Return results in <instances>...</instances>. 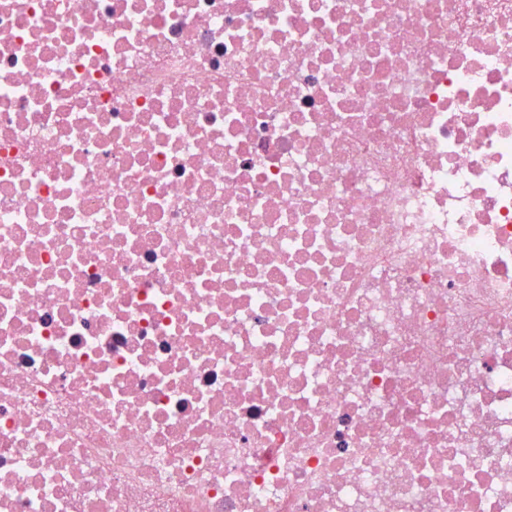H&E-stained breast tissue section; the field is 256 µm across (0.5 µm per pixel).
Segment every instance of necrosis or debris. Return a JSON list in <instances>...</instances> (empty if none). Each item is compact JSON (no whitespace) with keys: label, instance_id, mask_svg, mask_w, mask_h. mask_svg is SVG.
Masks as SVG:
<instances>
[{"label":"necrosis or debris","instance_id":"4bbe7bcc","mask_svg":"<svg viewBox=\"0 0 512 512\" xmlns=\"http://www.w3.org/2000/svg\"><path fill=\"white\" fill-rule=\"evenodd\" d=\"M0 512H512V0H0Z\"/></svg>","mask_w":512,"mask_h":512}]
</instances>
